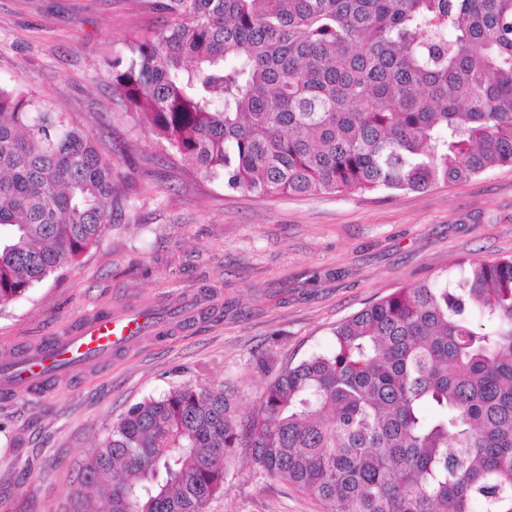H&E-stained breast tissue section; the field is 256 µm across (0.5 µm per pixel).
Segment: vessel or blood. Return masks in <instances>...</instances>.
<instances>
[{
	"mask_svg": "<svg viewBox=\"0 0 512 512\" xmlns=\"http://www.w3.org/2000/svg\"><path fill=\"white\" fill-rule=\"evenodd\" d=\"M149 327V318L143 313L88 319L66 335L47 342L40 352L1 366L0 389L42 384L55 374L77 371L102 356L129 348Z\"/></svg>",
	"mask_w": 512,
	"mask_h": 512,
	"instance_id": "obj_1",
	"label": "vessel or blood"
}]
</instances>
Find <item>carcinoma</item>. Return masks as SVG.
<instances>
[{"instance_id": "carcinoma-1", "label": "carcinoma", "mask_w": 512, "mask_h": 512, "mask_svg": "<svg viewBox=\"0 0 512 512\" xmlns=\"http://www.w3.org/2000/svg\"><path fill=\"white\" fill-rule=\"evenodd\" d=\"M103 72L184 168L257 197L423 191L512 166V0H143ZM124 196L112 152L0 82V307L64 275ZM409 284L275 369L130 406L71 512H207L237 448L331 512H512V256Z\"/></svg>"}]
</instances>
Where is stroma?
Returning <instances> with one entry per match:
<instances>
[{"label":"stroma","instance_id":"1","mask_svg":"<svg viewBox=\"0 0 512 512\" xmlns=\"http://www.w3.org/2000/svg\"><path fill=\"white\" fill-rule=\"evenodd\" d=\"M151 22L136 0H0V80L127 146L115 172L132 190L74 268L0 310V360L102 311H179L204 285L224 315L151 333L43 390L0 393V512H70L79 465L131 405L190 379L235 382L253 400L268 380L259 358L328 350L338 322L396 289L462 257L512 255V166L420 192L264 200L186 175L150 130L119 119L101 67ZM208 512L326 507L241 448Z\"/></svg>","mask_w":512,"mask_h":512}]
</instances>
